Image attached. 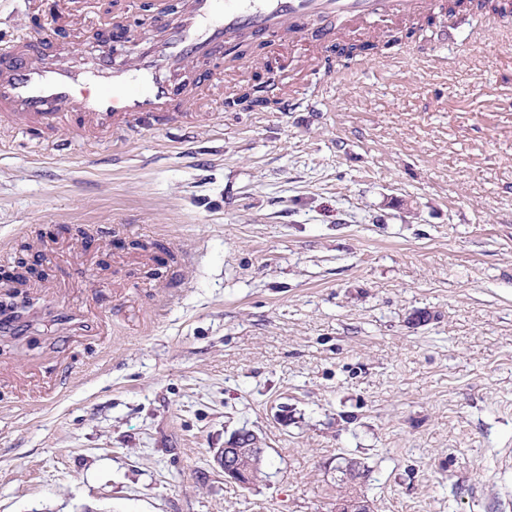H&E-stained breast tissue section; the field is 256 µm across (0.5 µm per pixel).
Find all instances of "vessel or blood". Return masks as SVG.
<instances>
[{
  "label": "vessel or blood",
  "mask_w": 512,
  "mask_h": 512,
  "mask_svg": "<svg viewBox=\"0 0 512 512\" xmlns=\"http://www.w3.org/2000/svg\"><path fill=\"white\" fill-rule=\"evenodd\" d=\"M429 0H187L164 12L161 41L141 40L123 67L106 58L76 65L46 62L38 41L0 48V115L17 127L63 123L72 112L94 125L119 126L141 113L181 112L195 88L177 76L219 46L249 39L272 44L315 25L309 59L333 41L419 16Z\"/></svg>",
  "instance_id": "vessel-or-blood-1"
}]
</instances>
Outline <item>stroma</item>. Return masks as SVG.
I'll return each instance as SVG.
<instances>
[{
  "mask_svg": "<svg viewBox=\"0 0 512 512\" xmlns=\"http://www.w3.org/2000/svg\"><path fill=\"white\" fill-rule=\"evenodd\" d=\"M148 0H0V32L92 59ZM308 83L310 108L189 111L103 133L0 118V278L47 311L0 348V512H512V5L438 17ZM251 435L262 476L225 480ZM242 446L219 448L214 459L224 472V478L242 486L255 481L256 457L262 458L264 448H241ZM337 459H340L341 461L339 462L340 465H345L347 461H349L350 463V471L352 472V477L351 479L347 477L346 473L344 471H340V473H342L344 476H346V480L345 479H342L340 478L339 481L343 482V483H347V486H346V489H345V492L344 494L339 497L338 499H351V498H354V497H359L360 495H358V491H357V488H356V485L359 484V482H355L353 481L354 479H362V478H366L367 476V473H368V469L365 468V466L355 460V459H352V458H349L350 460H348V458L346 457H343V456H340V457H337ZM336 499V500H338ZM370 506L368 504V502H365V501H362L360 499H356V500H338L336 502V512H370Z\"/></svg>",
  "mask_w": 512,
  "mask_h": 512,
  "instance_id": "obj_1",
  "label": "stroma"
}]
</instances>
